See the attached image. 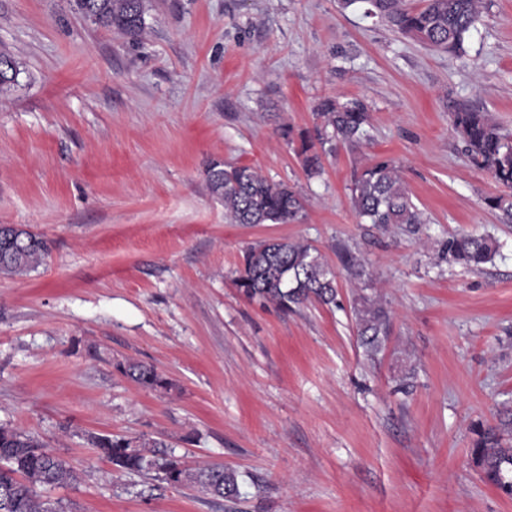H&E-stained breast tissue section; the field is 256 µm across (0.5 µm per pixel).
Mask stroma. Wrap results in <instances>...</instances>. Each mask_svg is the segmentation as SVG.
I'll use <instances>...</instances> for the list:
<instances>
[{
  "label": "stroma",
  "instance_id": "stroma-1",
  "mask_svg": "<svg viewBox=\"0 0 512 512\" xmlns=\"http://www.w3.org/2000/svg\"><path fill=\"white\" fill-rule=\"evenodd\" d=\"M0 224L46 237L37 271L0 276V425L32 432L79 476L67 512H512L471 450L512 413V225L451 124L467 105L512 133V0H483L460 54L429 49L341 0H147L138 39L74 0H0ZM363 99L367 135L305 171L325 97ZM399 168L422 223H360L353 173ZM258 167L301 196L292 224H229L211 161ZM494 237L483 270L442 261L457 233ZM317 247L336 307L241 296L247 249ZM371 272L355 285L340 256ZM390 315L359 346V292ZM143 362L173 386L142 387ZM408 391H399L401 381ZM166 440L240 474L227 504L114 469L88 434ZM116 368L121 374L132 378L145 388L167 390L172 386V383L166 377L150 365L128 362L126 364L118 363Z\"/></svg>",
  "mask_w": 512,
  "mask_h": 512
}]
</instances>
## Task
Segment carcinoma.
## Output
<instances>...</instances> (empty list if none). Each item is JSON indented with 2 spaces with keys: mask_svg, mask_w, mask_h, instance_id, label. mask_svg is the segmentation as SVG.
<instances>
[{
  "mask_svg": "<svg viewBox=\"0 0 512 512\" xmlns=\"http://www.w3.org/2000/svg\"><path fill=\"white\" fill-rule=\"evenodd\" d=\"M362 2L366 13L384 20L402 34L426 47L444 51L462 48L466 35L481 20L482 0H423L409 7L405 0H343L349 7ZM80 12L95 16L96 24L130 38L145 26L146 0H76ZM321 145L355 146L366 135V104L358 98H326L318 106ZM452 124L464 143L470 162L506 191L485 199L502 223L512 224V135L502 131L489 113L467 106L451 114ZM300 154L308 174L321 172L320 156L307 137H301ZM209 190L224 202L231 224H288L303 210L301 197L290 187L274 183L250 165L230 166L213 161L206 169ZM352 203L367 224H420L398 168L387 158H377L354 173ZM499 245L485 235L458 234L448 238L442 259L468 269L492 262ZM50 251L47 239L25 227L0 224V275L36 270ZM343 263L351 277H370L356 256L346 253ZM235 286L249 299L276 304L288 311L316 302L336 304V275L319 250L307 242L270 239L250 247ZM355 329L360 345L370 357L378 355L389 333L385 309L367 295L354 306ZM117 370L145 388L167 390L172 383L154 367L140 362L119 363ZM90 441L117 470L151 475L168 487L196 489L214 499L233 502L240 497L239 473L219 464L195 468L184 465L168 444L145 436L92 435ZM472 454L484 477L502 491L512 487V447H505L498 428L489 429ZM73 471L37 436L0 425V512H65L60 501L42 499L37 489L52 490L71 484Z\"/></svg>",
  "mask_w": 512,
  "mask_h": 512,
  "instance_id": "carcinoma-1",
  "label": "carcinoma"
}]
</instances>
